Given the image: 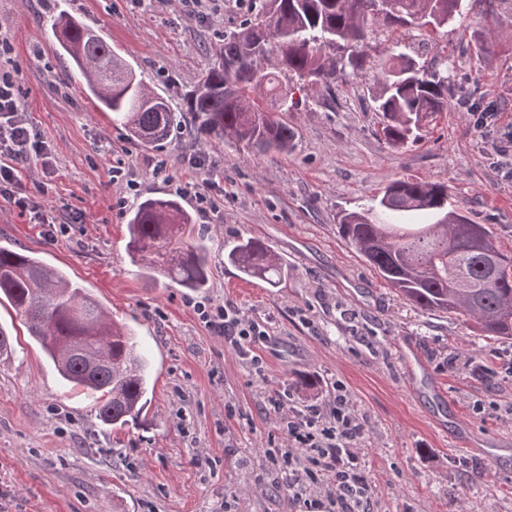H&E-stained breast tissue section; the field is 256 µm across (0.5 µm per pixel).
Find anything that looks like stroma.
Segmentation results:
<instances>
[{
	"instance_id": "1",
	"label": "stroma",
	"mask_w": 512,
	"mask_h": 512,
	"mask_svg": "<svg viewBox=\"0 0 512 512\" xmlns=\"http://www.w3.org/2000/svg\"><path fill=\"white\" fill-rule=\"evenodd\" d=\"M262 0H0L23 115L50 146L48 165L18 162L23 191L63 226L56 238L0 197V246L64 270L133 329L151 364L139 420L101 423L94 395L72 390L9 303L0 330V512H308L265 465L288 446L281 416L337 395L364 420L357 454L372 512H512V339L458 314L415 308L337 233L397 179L447 184L448 201L512 256V180L483 155L512 137V0H465L447 28L377 29L416 65L446 70L454 93L414 140L386 143L373 109L376 72L333 91L295 85L297 134L275 158L197 137L182 122L161 146L129 137L70 76L49 20L64 12L107 41L152 93L183 111L214 66V48ZM491 42L482 56L478 43ZM499 106L477 130L462 100ZM174 198L187 240L209 244L198 293L139 276L126 218L142 200ZM261 240L288 264L277 287L244 280L226 243ZM230 305L266 339L243 350L202 323L198 303ZM429 373L410 383L404 349ZM260 364H253V357ZM315 388H306L304 376Z\"/></svg>"
}]
</instances>
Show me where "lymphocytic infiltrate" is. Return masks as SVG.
Returning <instances> with one entry per match:
<instances>
[{"label": "lymphocytic infiltrate", "mask_w": 512, "mask_h": 512, "mask_svg": "<svg viewBox=\"0 0 512 512\" xmlns=\"http://www.w3.org/2000/svg\"><path fill=\"white\" fill-rule=\"evenodd\" d=\"M11 51L9 38L0 35V196L13 198L20 211L35 213L42 223L51 225L55 219L41 205L16 194L19 174L14 160L48 161L50 146L20 115L22 90L10 68ZM198 314L203 323L237 349L243 340L261 333L259 324L245 321L231 306L202 305ZM283 430L288 449L267 451L265 461L271 468L287 472L289 503L319 488L336 512H369V488L356 454L364 426L345 405L337 406L333 423L322 422L318 411L312 409L284 419Z\"/></svg>", "instance_id": "f902f5d3"}]
</instances>
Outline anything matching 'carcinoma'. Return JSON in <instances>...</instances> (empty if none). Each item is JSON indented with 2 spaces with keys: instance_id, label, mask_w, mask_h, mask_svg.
I'll return each mask as SVG.
<instances>
[{
  "instance_id": "1",
  "label": "carcinoma",
  "mask_w": 512,
  "mask_h": 512,
  "mask_svg": "<svg viewBox=\"0 0 512 512\" xmlns=\"http://www.w3.org/2000/svg\"><path fill=\"white\" fill-rule=\"evenodd\" d=\"M463 0H269L265 16L224 37L220 64L186 98L196 133L265 154H287L295 132L281 115L296 103L284 77L333 89L336 76L359 74L373 62V27H444L462 14ZM68 56L103 112L114 114L128 134L145 144L166 139L181 115L164 97L149 93L134 70L99 36L65 14L51 19ZM277 67H266L271 57ZM375 63V62H373ZM385 140L402 146L420 123L448 106V76L426 72L403 54H380L375 63ZM377 209L345 214L338 233L377 275L422 311L460 314L489 338L512 339V257L483 224L448 208V185L398 179L385 187ZM417 212L435 218L414 223ZM191 217L173 198H147L129 215L126 252L141 273L165 277L191 291L207 287L208 250L182 240ZM492 248L498 267L471 246L472 233ZM227 260L244 276L276 287L286 266L257 239L228 247ZM23 317L29 335L62 379L100 395L99 420L126 426L147 404L149 362L133 334L59 270L20 251L0 247V297Z\"/></svg>"
}]
</instances>
